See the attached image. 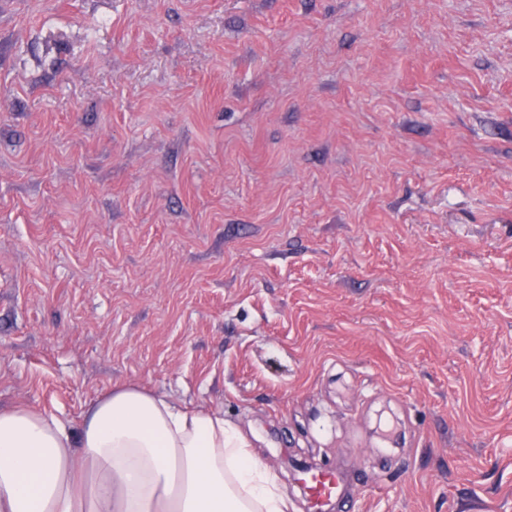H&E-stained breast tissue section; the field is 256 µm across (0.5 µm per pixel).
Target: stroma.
Returning <instances> with one entry per match:
<instances>
[{"instance_id": "stroma-1", "label": "stroma", "mask_w": 512, "mask_h": 512, "mask_svg": "<svg viewBox=\"0 0 512 512\" xmlns=\"http://www.w3.org/2000/svg\"><path fill=\"white\" fill-rule=\"evenodd\" d=\"M117 384L512 512V0H0V407Z\"/></svg>"}]
</instances>
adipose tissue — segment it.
I'll use <instances>...</instances> for the list:
<instances>
[{
	"mask_svg": "<svg viewBox=\"0 0 512 512\" xmlns=\"http://www.w3.org/2000/svg\"><path fill=\"white\" fill-rule=\"evenodd\" d=\"M0 512H288V496L223 413L116 386L77 427L0 410Z\"/></svg>",
	"mask_w": 512,
	"mask_h": 512,
	"instance_id": "1",
	"label": "adipose tissue"
}]
</instances>
